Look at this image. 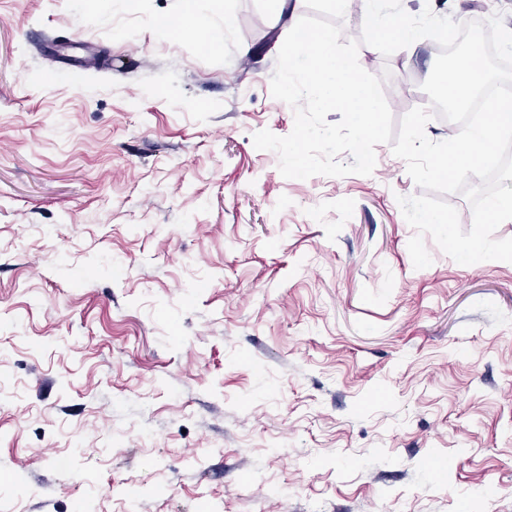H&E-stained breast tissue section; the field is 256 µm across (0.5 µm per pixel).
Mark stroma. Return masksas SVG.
Returning <instances> with one entry per match:
<instances>
[{
  "instance_id": "35a3bbf8",
  "label": "stroma",
  "mask_w": 512,
  "mask_h": 512,
  "mask_svg": "<svg viewBox=\"0 0 512 512\" xmlns=\"http://www.w3.org/2000/svg\"><path fill=\"white\" fill-rule=\"evenodd\" d=\"M179 7L0 0V512H512V263L414 268L390 144L307 179L255 148L305 0H209L200 41ZM340 27L394 119L430 108L434 40Z\"/></svg>"
}]
</instances>
